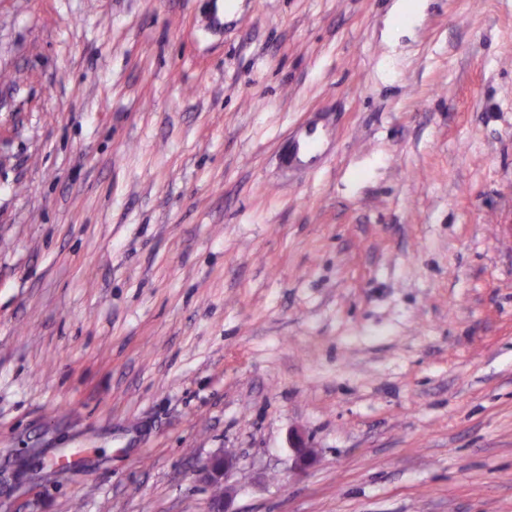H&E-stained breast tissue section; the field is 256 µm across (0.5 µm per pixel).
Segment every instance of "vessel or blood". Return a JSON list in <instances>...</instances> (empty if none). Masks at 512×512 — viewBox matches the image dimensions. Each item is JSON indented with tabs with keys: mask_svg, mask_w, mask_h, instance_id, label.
Segmentation results:
<instances>
[{
	"mask_svg": "<svg viewBox=\"0 0 512 512\" xmlns=\"http://www.w3.org/2000/svg\"><path fill=\"white\" fill-rule=\"evenodd\" d=\"M335 137V129L329 117L321 112L313 113L290 134L283 162L293 173L316 170L328 155Z\"/></svg>",
	"mask_w": 512,
	"mask_h": 512,
	"instance_id": "vessel-or-blood-1",
	"label": "vessel or blood"
}]
</instances>
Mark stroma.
Returning a JSON list of instances; mask_svg holds the SVG:
<instances>
[{"label":"stroma","mask_w":512,"mask_h":512,"mask_svg":"<svg viewBox=\"0 0 512 512\" xmlns=\"http://www.w3.org/2000/svg\"><path fill=\"white\" fill-rule=\"evenodd\" d=\"M396 2L0 0V512H512V0ZM334 137L335 129L329 117L321 112L313 113L288 137L283 156L288 172L307 173L319 168L333 145ZM232 465V460L224 456L210 458L197 470V480L211 489L222 487L224 477Z\"/></svg>","instance_id":"stroma-1"}]
</instances>
